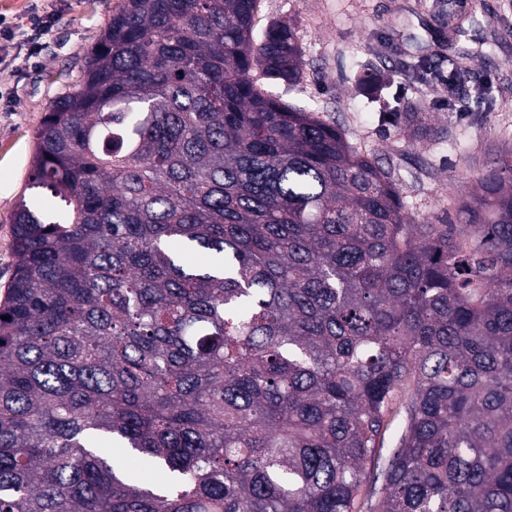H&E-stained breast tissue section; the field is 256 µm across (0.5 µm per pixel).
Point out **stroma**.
Wrapping results in <instances>:
<instances>
[{
	"label": "stroma",
	"mask_w": 512,
	"mask_h": 512,
	"mask_svg": "<svg viewBox=\"0 0 512 512\" xmlns=\"http://www.w3.org/2000/svg\"><path fill=\"white\" fill-rule=\"evenodd\" d=\"M123 4L0 0V19L21 43L0 64V293L15 262L14 214L21 198L34 195L35 133L56 97L78 87L91 49ZM37 15L50 16L51 27L33 53L22 43ZM276 22L295 30L303 77L273 93L342 128L390 171L411 212L457 220L475 179L512 150V0H259L255 32ZM458 54L470 57V85L412 80L418 60L444 69ZM483 86L488 110H448ZM392 98L417 110L420 137L385 122L380 107Z\"/></svg>",
	"instance_id": "obj_1"
}]
</instances>
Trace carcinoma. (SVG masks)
<instances>
[{
    "label": "carcinoma",
    "instance_id": "cac0c4a2",
    "mask_svg": "<svg viewBox=\"0 0 512 512\" xmlns=\"http://www.w3.org/2000/svg\"><path fill=\"white\" fill-rule=\"evenodd\" d=\"M257 3L125 0L37 129L0 512H512V153L409 212Z\"/></svg>",
    "mask_w": 512,
    "mask_h": 512
}]
</instances>
